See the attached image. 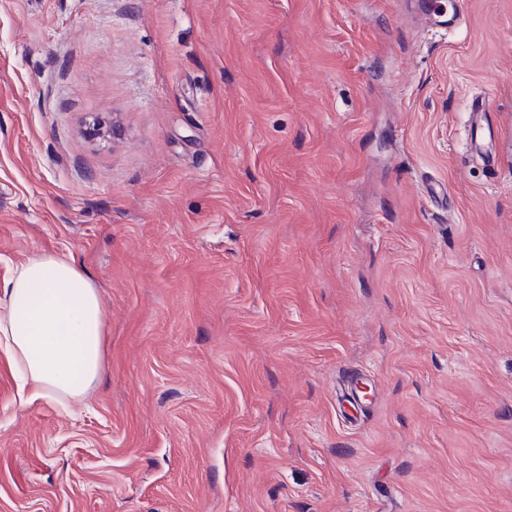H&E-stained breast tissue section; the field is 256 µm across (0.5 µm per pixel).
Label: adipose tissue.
<instances>
[{"mask_svg":"<svg viewBox=\"0 0 512 512\" xmlns=\"http://www.w3.org/2000/svg\"><path fill=\"white\" fill-rule=\"evenodd\" d=\"M96 284L72 257L43 252L0 285V345L33 397L82 400L104 370Z\"/></svg>","mask_w":512,"mask_h":512,"instance_id":"1","label":"adipose tissue"}]
</instances>
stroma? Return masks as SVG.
Returning a JSON list of instances; mask_svg holds the SVG:
<instances>
[{"instance_id":"stroma-1","label":"stroma","mask_w":512,"mask_h":512,"mask_svg":"<svg viewBox=\"0 0 512 512\" xmlns=\"http://www.w3.org/2000/svg\"><path fill=\"white\" fill-rule=\"evenodd\" d=\"M418 2L0 0V283L106 328L0 512H512V0Z\"/></svg>"}]
</instances>
